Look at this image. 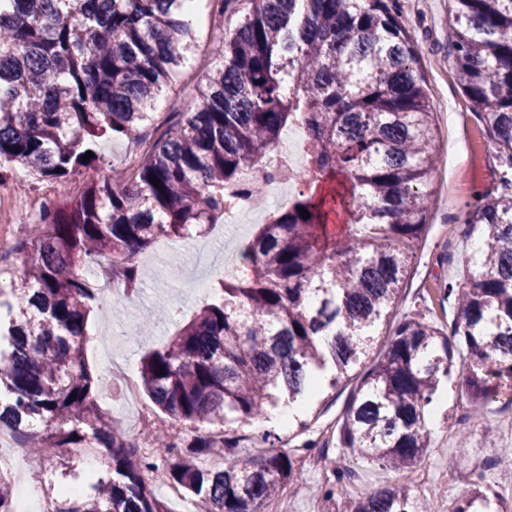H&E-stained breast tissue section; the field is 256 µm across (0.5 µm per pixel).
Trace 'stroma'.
<instances>
[{
    "instance_id": "obj_1",
    "label": "stroma",
    "mask_w": 512,
    "mask_h": 512,
    "mask_svg": "<svg viewBox=\"0 0 512 512\" xmlns=\"http://www.w3.org/2000/svg\"><path fill=\"white\" fill-rule=\"evenodd\" d=\"M401 5L433 105L440 154V165L431 184L434 201L431 227L412 260V274L403 291L402 305L432 312L434 318L448 323L453 311L442 305L439 288L442 281L457 278L466 269L467 205L476 197L500 192L502 167L482 121L457 83L448 56V27L452 21L448 0H401ZM211 49L208 39H200L174 88L159 100L154 110L156 125H163L172 112L180 110L187 95L195 92L212 69ZM133 151L130 141H106L101 148L102 163L65 181L47 182L24 170H16L0 186V214L10 219L18 214L38 219L45 202L76 193L88 180L110 177L113 167L124 164ZM253 231L250 224H224L206 237L170 243L168 250L157 256L155 268L143 271V288L136 304H128L121 295L102 296L99 308L88 320L90 339L86 361L95 377L100 405L125 431L143 437L151 425L140 418L137 402L125 399L120 380L105 383L108 359L120 361L127 373L139 376L142 357L162 348L207 302V295L194 294V283L199 281L205 288L211 287L221 276L225 247L246 241ZM158 304L168 307L169 316L156 321L145 335H127V327ZM347 400V395H340L312 426L310 435L318 439V447L304 451L299 449L297 441H284V450L295 451L297 459L288 484L291 512H347L350 500L358 495L397 482L398 476L392 471L344 455L337 440L336 425ZM439 410L447 414L448 420L437 423L432 431V445L426 454L430 465L409 471L407 480L418 496L433 499L438 512H448L454 498L471 492L480 472L498 468L502 455L484 444L481 431L488 424L500 428L503 420L512 418V408L499 402L477 416L452 392L447 401L440 403ZM459 428L468 437V450L463 456L455 445V431ZM499 439L505 443L512 436L500 428ZM337 470L351 475L346 494L329 502H316L313 489L331 479Z\"/></svg>"
}]
</instances>
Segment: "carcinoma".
Wrapping results in <instances>:
<instances>
[{
  "instance_id": "1",
  "label": "carcinoma",
  "mask_w": 512,
  "mask_h": 512,
  "mask_svg": "<svg viewBox=\"0 0 512 512\" xmlns=\"http://www.w3.org/2000/svg\"><path fill=\"white\" fill-rule=\"evenodd\" d=\"M186 2L0 0V158L64 181L102 161V140L146 141L155 101L199 38ZM249 2L209 0L211 14L236 23L212 41L205 84L137 164L45 203L13 246L30 265L0 303V429L46 459L36 482L45 493L53 473L76 488L48 498L46 512H170L148 481L160 466L207 512H262L295 456L269 431L264 452L240 458L235 424L298 402L302 433L353 380L340 447L399 472L424 458L430 405L453 373L471 408L512 403V0H451L456 79L505 170L502 192L468 212L465 238L477 235L480 255L461 280L440 284L454 310L448 330L401 308L440 156L400 0ZM296 125L307 130L298 194L258 225L212 301L142 359L144 391L188 427L155 435L145 458L98 406L85 350L101 290L87 269L104 265L112 286L137 293V255L224 222V201L252 190L251 174L272 167ZM380 325L387 334L363 370ZM102 450L101 474L84 476L71 460ZM349 508L431 512L404 484ZM0 512H14L1 467ZM449 512L506 510L486 482Z\"/></svg>"
}]
</instances>
